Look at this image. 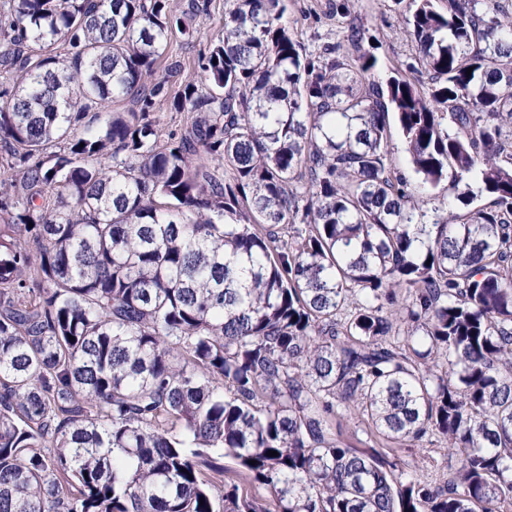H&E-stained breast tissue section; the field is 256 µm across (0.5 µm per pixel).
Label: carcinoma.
I'll list each match as a JSON object with an SVG mask.
<instances>
[{"mask_svg": "<svg viewBox=\"0 0 512 512\" xmlns=\"http://www.w3.org/2000/svg\"><path fill=\"white\" fill-rule=\"evenodd\" d=\"M394 2L406 73L224 0L174 89L210 0H0V512L512 508V15ZM194 23L200 31L202 41L221 32L224 28V0H211L209 13L197 16ZM202 41L201 44L196 42L187 45L180 42V39L173 40L168 54L158 62L157 74L169 76L176 86L197 80L200 75L197 56L202 48ZM434 443V444H432ZM424 441L418 447L404 446L396 453L395 460L403 468H419L425 476L436 478L443 473L455 470L457 461L455 457L443 456L436 442ZM423 448V449H422Z\"/></svg>", "mask_w": 512, "mask_h": 512, "instance_id": "cac0c4a2", "label": "carcinoma"}]
</instances>
